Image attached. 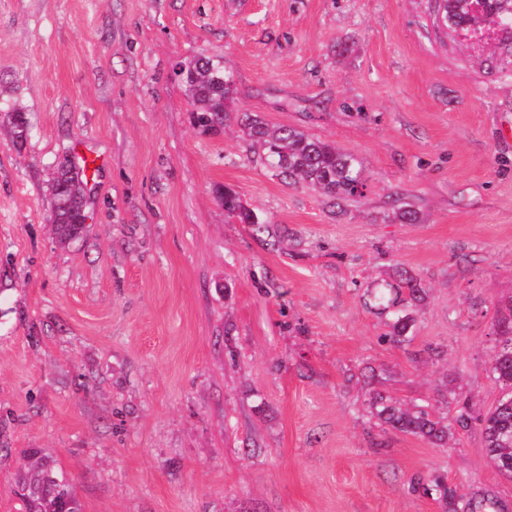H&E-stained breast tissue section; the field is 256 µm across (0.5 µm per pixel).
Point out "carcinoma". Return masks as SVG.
<instances>
[{
    "instance_id": "cac0c4a2",
    "label": "carcinoma",
    "mask_w": 512,
    "mask_h": 512,
    "mask_svg": "<svg viewBox=\"0 0 512 512\" xmlns=\"http://www.w3.org/2000/svg\"><path fill=\"white\" fill-rule=\"evenodd\" d=\"M438 14L443 25L452 30L468 31L493 18L501 31L512 36V0H438ZM184 83L193 107L194 125L204 132L224 127L229 118L236 93L231 72L224 61L200 58L186 65ZM244 134L261 150V160L273 174L294 183H303L320 190L333 201H345L359 195L357 186H365L359 159L341 150L336 144L321 140L293 127H271L256 116L242 117ZM79 176L72 166L59 168L52 183L51 221L57 240L66 244L84 231L85 209L75 191ZM215 194L228 217L257 230H268L262 215L246 206L231 187H215ZM398 283L380 289L374 299L385 306H398L390 331L386 334L396 343L412 339L415 325L414 308L424 300L425 289L414 273L397 271ZM498 336L490 366L491 377L501 385L502 398L495 409L478 419L467 405H462L446 420L431 405L410 408L381 394L370 400V409L377 419L406 434L425 439L436 448L448 445L453 429L470 427L478 420L484 435L487 456L497 470L512 477V313L498 319ZM22 477L15 495L25 512H81L72 480L63 471L51 466L39 451L23 457ZM418 488L426 495H437L448 512H502L498 500L487 495L463 500L439 477L420 478Z\"/></svg>"
}]
</instances>
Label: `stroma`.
I'll use <instances>...</instances> for the list:
<instances>
[{
    "label": "stroma",
    "mask_w": 512,
    "mask_h": 512,
    "mask_svg": "<svg viewBox=\"0 0 512 512\" xmlns=\"http://www.w3.org/2000/svg\"><path fill=\"white\" fill-rule=\"evenodd\" d=\"M436 17L434 0H0V512L20 510L31 448L82 512H444L412 488L430 475L512 512L479 427L435 448L368 404L484 415L502 397L512 52ZM199 57L237 87L214 135L177 74ZM246 114L353 153L363 196L280 181ZM79 149L103 163L63 245L51 185ZM218 185L273 234L228 217ZM398 266L426 290L402 344L370 297Z\"/></svg>",
    "instance_id": "stroma-1"
}]
</instances>
